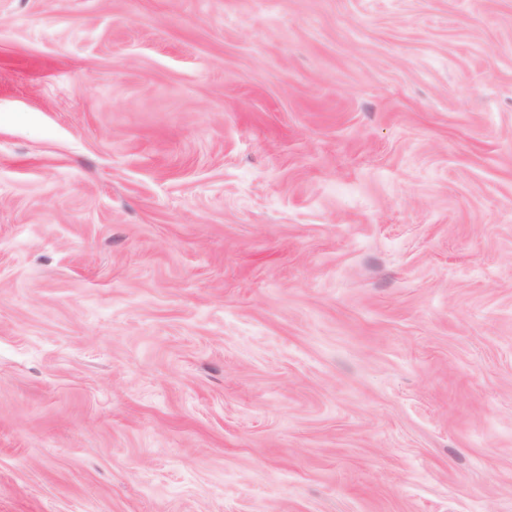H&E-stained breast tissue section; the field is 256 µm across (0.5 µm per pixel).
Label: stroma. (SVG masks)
<instances>
[{"label": "stroma", "instance_id": "1", "mask_svg": "<svg viewBox=\"0 0 512 512\" xmlns=\"http://www.w3.org/2000/svg\"><path fill=\"white\" fill-rule=\"evenodd\" d=\"M0 512H512V0H0Z\"/></svg>", "mask_w": 512, "mask_h": 512}]
</instances>
